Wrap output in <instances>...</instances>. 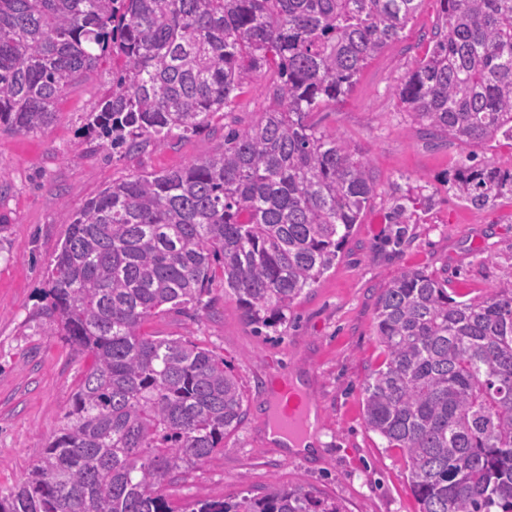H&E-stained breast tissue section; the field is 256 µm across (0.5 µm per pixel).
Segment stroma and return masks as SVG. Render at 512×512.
Wrapping results in <instances>:
<instances>
[{"mask_svg":"<svg viewBox=\"0 0 512 512\" xmlns=\"http://www.w3.org/2000/svg\"><path fill=\"white\" fill-rule=\"evenodd\" d=\"M438 0H422L400 41L361 71L344 99L314 120L364 149L382 194L336 264L300 297L277 329L247 324L233 298L212 288L198 307L168 312L143 327L152 336L190 335L215 350L244 387L247 415L223 451L167 485L171 502L222 499L249 490L305 484L345 512H419L399 449L366 426L362 387L383 360L375 302L391 279L423 269L447 279L460 300L487 295L512 277V200L477 210L447 184L467 147L429 139L402 108L397 88L426 53ZM111 63L70 88L54 124L36 134L0 130V488L25 480L60 425L90 359L52 335L39 311L44 271L83 200L144 172L178 169L211 154L219 135L203 131L133 155L85 147L89 112L111 87ZM433 196L401 243L389 222L392 185ZM309 383L319 415V451L310 458L270 447L267 384L272 368Z\"/></svg>","mask_w":512,"mask_h":512,"instance_id":"obj_1","label":"stroma"}]
</instances>
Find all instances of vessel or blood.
Segmentation results:
<instances>
[{"label":"vessel or blood","mask_w":512,"mask_h":512,"mask_svg":"<svg viewBox=\"0 0 512 512\" xmlns=\"http://www.w3.org/2000/svg\"><path fill=\"white\" fill-rule=\"evenodd\" d=\"M268 399L273 408V435L291 443L308 435L311 427L309 413L314 401L310 388L297 384L292 373L280 372L271 378Z\"/></svg>","instance_id":"b4317fda"}]
</instances>
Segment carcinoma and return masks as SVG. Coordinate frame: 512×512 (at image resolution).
<instances>
[{
	"instance_id": "obj_1",
	"label": "carcinoma",
	"mask_w": 512,
	"mask_h": 512,
	"mask_svg": "<svg viewBox=\"0 0 512 512\" xmlns=\"http://www.w3.org/2000/svg\"><path fill=\"white\" fill-rule=\"evenodd\" d=\"M421 0H0V128L37 133L106 60L112 88L87 143L118 153L226 120L184 168L115 182L84 201L47 267L52 333L91 358L61 426L0 512H343L305 485L191 499L166 486L224 450L244 392L224 357L188 336H148L216 283L245 321L274 327L336 263L381 195L366 152L312 115L337 103ZM438 24L398 98L430 135L471 148L449 178L474 209L512 198V170L476 150L512 141V0H439ZM277 81L247 127L233 105L257 73ZM433 197L392 196L402 240ZM384 354L364 419L403 451L420 512H512V278L458 300L423 270L378 298Z\"/></svg>"
}]
</instances>
